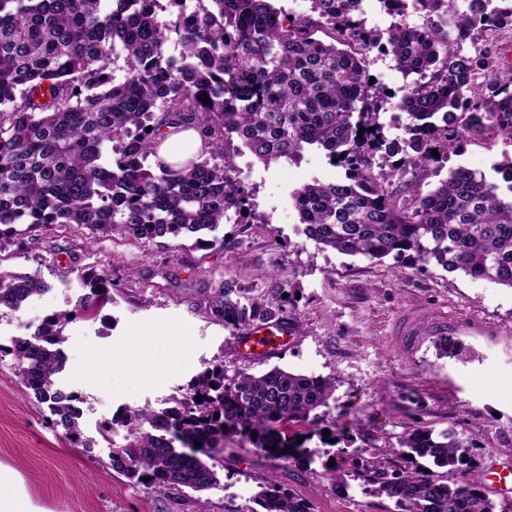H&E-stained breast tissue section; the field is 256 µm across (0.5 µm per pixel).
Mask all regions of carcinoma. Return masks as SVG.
Here are the masks:
<instances>
[{
	"label": "carcinoma",
	"instance_id": "cac0c4a2",
	"mask_svg": "<svg viewBox=\"0 0 512 512\" xmlns=\"http://www.w3.org/2000/svg\"><path fill=\"white\" fill-rule=\"evenodd\" d=\"M293 17L273 0H198L196 11L164 15L161 0H0V261L25 239L86 228L80 249L118 233L143 244L217 231L227 214L250 218L254 203L226 145L241 141L264 163L295 161L307 148L345 169L342 180L313 181L292 193L304 234L323 249L370 260L436 262L512 289V197L485 175L458 167L422 195L411 180L396 190L373 177V158H398L388 177L433 159L432 150L482 137L512 147V66L488 43L476 56L460 44L476 31L512 22V11L471 5L455 30L397 20L383 35L357 19L362 0H309ZM324 30L327 39L315 37ZM180 57L166 56L170 40ZM417 76L397 109L404 136L391 141L379 122L389 96L370 82L367 50ZM126 70L110 68L116 51ZM208 101H203V96ZM169 125L193 126L207 139L197 156L159 157ZM364 131H359V128ZM493 170L512 183V152ZM74 309L46 316L13 341L15 371L47 406L73 444L81 440V398L56 385L65 369L66 326L106 319L109 271L79 270ZM51 290L41 273L0 271V311L16 312ZM206 313L248 330L285 313L221 283L205 289ZM334 382L280 367L224 372L215 361L164 407L125 408L99 427L112 470L158 494L214 489L211 461L239 437L273 461L310 464L314 453L290 424H311L329 405ZM219 418H214V413ZM201 446H196V443ZM409 467L391 470L357 453L326 467L339 485L361 481L367 495L395 500L397 512H497L479 480L450 485L420 460L449 470L470 465L467 440L450 428H416L399 441ZM150 480H144V477ZM250 512H312L309 502L269 482Z\"/></svg>",
	"mask_w": 512,
	"mask_h": 512
}]
</instances>
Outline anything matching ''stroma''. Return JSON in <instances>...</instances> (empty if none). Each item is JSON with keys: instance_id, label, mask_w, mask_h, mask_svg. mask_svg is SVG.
Returning <instances> with one entry per match:
<instances>
[{"instance_id": "35a3bbf8", "label": "stroma", "mask_w": 512, "mask_h": 512, "mask_svg": "<svg viewBox=\"0 0 512 512\" xmlns=\"http://www.w3.org/2000/svg\"><path fill=\"white\" fill-rule=\"evenodd\" d=\"M502 150L469 138L413 177L424 193L458 166L487 174ZM227 152L246 172L253 221L224 223L215 240L200 245H145L118 234L102 242L99 256L117 284L105 309L109 320L67 326L60 383L81 395L84 433L92 437L96 422L177 394L212 361H223L230 374L281 367L334 379V398L317 410L312 427L336 429L343 441L331 447L311 438L314 462L294 466L229 439L216 462L219 488L166 496L113 472L109 448L88 452L70 444L21 385L10 351L14 336L73 308L82 292L78 280L65 285L56 278L87 263L76 255L75 233H60L27 241L0 262L2 271H41L53 285L20 311L0 312V472L12 496L26 512H249L259 487L272 481L310 501L313 512H396L393 500L365 495L359 482L337 486L324 464L328 456L360 450L386 467H404L399 438L426 427L462 431L469 442V467L447 472L448 483L478 477L502 512L512 507V494L487 482L489 471L512 466V289L434 262H379L321 249L304 235L289 196L305 183L343 179L344 169L314 148L295 162H261L237 140ZM223 281L273 304L292 296L298 318L283 320L284 346L245 354L240 331L208 318L202 291ZM435 311L447 313L448 332L463 345L459 355L439 356L431 337L399 335L402 319Z\"/></svg>"}]
</instances>
